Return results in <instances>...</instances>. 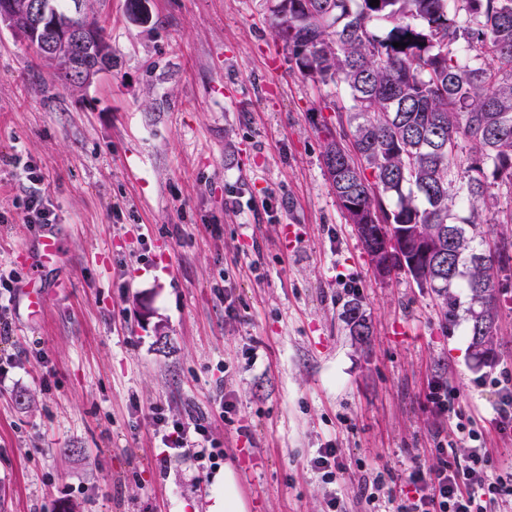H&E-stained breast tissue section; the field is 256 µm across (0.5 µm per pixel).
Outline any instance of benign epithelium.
<instances>
[{
	"instance_id": "1",
	"label": "benign epithelium",
	"mask_w": 512,
	"mask_h": 512,
	"mask_svg": "<svg viewBox=\"0 0 512 512\" xmlns=\"http://www.w3.org/2000/svg\"><path fill=\"white\" fill-rule=\"evenodd\" d=\"M0 26L39 44L41 56L67 71L72 87L82 89L112 70V55L99 38L98 21L81 16L75 25L67 15H52L45 0H0ZM407 252L404 240H393L374 252L373 268L381 277Z\"/></svg>"
}]
</instances>
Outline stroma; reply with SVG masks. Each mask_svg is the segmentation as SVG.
<instances>
[{
	"mask_svg": "<svg viewBox=\"0 0 512 512\" xmlns=\"http://www.w3.org/2000/svg\"><path fill=\"white\" fill-rule=\"evenodd\" d=\"M83 6L114 57L77 93L0 27V264L16 272L0 512H211L226 471L245 512H327L334 492L364 512L361 477L404 488L452 423L477 418L487 447H507L491 418L512 372V283L480 365L466 318L447 326L430 289L376 275L323 164L321 120L349 95L293 66L268 0H149L144 23L126 0ZM14 154L58 215L59 256L41 268L20 259L42 231L22 219ZM439 384L445 415L428 400ZM159 413L205 418L223 458L170 453ZM329 442L346 466L334 486L310 467ZM345 317L352 336H358L362 340L364 336L369 335V327L357 299L348 302Z\"/></svg>",
	"mask_w": 512,
	"mask_h": 512,
	"instance_id": "obj_1",
	"label": "stroma"
}]
</instances>
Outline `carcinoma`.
I'll return each mask as SVG.
<instances>
[{"label": "carcinoma", "instance_id": "obj_1", "mask_svg": "<svg viewBox=\"0 0 512 512\" xmlns=\"http://www.w3.org/2000/svg\"><path fill=\"white\" fill-rule=\"evenodd\" d=\"M269 22L302 75L349 93L323 154L347 223L394 237L417 225L434 255L418 257L416 272L398 259L394 270L441 297L451 325L448 289H465L470 345H486L473 356L485 357L512 271V239L488 248L478 231L488 180L512 186V0H273ZM456 205L468 215L452 222ZM345 317L351 335H369L357 300Z\"/></svg>", "mask_w": 512, "mask_h": 512}]
</instances>
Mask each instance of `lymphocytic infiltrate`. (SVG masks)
<instances>
[{
	"instance_id": "f902f5d3",
	"label": "lymphocytic infiltrate",
	"mask_w": 512,
	"mask_h": 512,
	"mask_svg": "<svg viewBox=\"0 0 512 512\" xmlns=\"http://www.w3.org/2000/svg\"><path fill=\"white\" fill-rule=\"evenodd\" d=\"M9 164L19 168L30 189L22 201L23 220L42 227L54 224L56 214L38 188L39 177L20 156L9 157ZM455 430L470 442L465 462L453 465L440 460L437 467L417 469L408 476L412 495L398 496L376 479L363 478L361 494L368 502L387 499L392 512H493L496 504L512 498V481L489 473L490 450L477 422L457 423ZM165 447L192 453L200 459L216 456L209 443L207 428L202 422L186 425L175 422L164 425Z\"/></svg>"
}]
</instances>
